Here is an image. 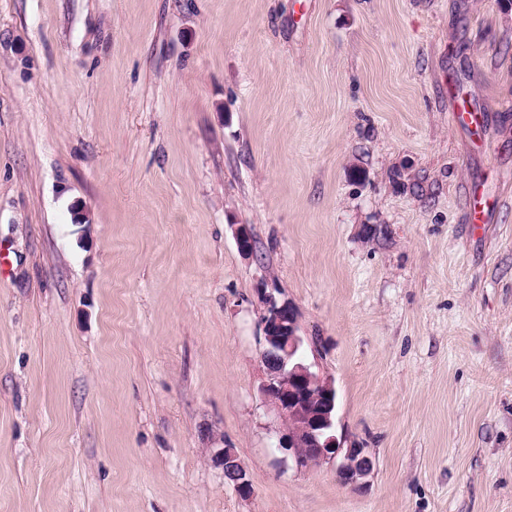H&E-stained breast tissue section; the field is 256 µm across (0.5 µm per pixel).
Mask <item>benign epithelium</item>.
Returning a JSON list of instances; mask_svg holds the SVG:
<instances>
[{
  "instance_id": "obj_1",
  "label": "benign epithelium",
  "mask_w": 512,
  "mask_h": 512,
  "mask_svg": "<svg viewBox=\"0 0 512 512\" xmlns=\"http://www.w3.org/2000/svg\"><path fill=\"white\" fill-rule=\"evenodd\" d=\"M266 304L263 393L281 421L279 447L288 451L298 468L336 458L340 481L352 488L361 487L374 469L372 457L364 448L345 446V440L336 436V388L303 360L294 308L272 296ZM216 459L224 467L228 483L243 495L251 492L252 481L233 449H223Z\"/></svg>"
}]
</instances>
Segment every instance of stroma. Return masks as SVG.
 I'll return each instance as SVG.
<instances>
[{
    "label": "stroma",
    "instance_id": "35a3bbf8",
    "mask_svg": "<svg viewBox=\"0 0 512 512\" xmlns=\"http://www.w3.org/2000/svg\"><path fill=\"white\" fill-rule=\"evenodd\" d=\"M0 512H512V0H0ZM497 209L495 197L483 193H475L470 199L469 223L487 224L490 216ZM267 296L261 353L266 380L262 389L281 421L279 448L288 451L297 468L336 458L340 481L359 488L374 469L373 459L364 448H345L346 440L336 436V388L303 360L294 308ZM216 459L224 467L225 480L233 484L240 494H249L252 489V481L234 450L224 448L217 454Z\"/></svg>",
    "mask_w": 512,
    "mask_h": 512
}]
</instances>
